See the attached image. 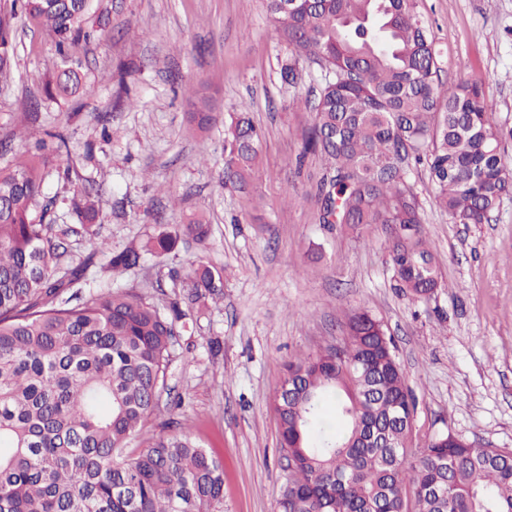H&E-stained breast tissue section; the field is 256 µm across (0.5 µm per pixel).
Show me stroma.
I'll list each match as a JSON object with an SVG mask.
<instances>
[{"mask_svg": "<svg viewBox=\"0 0 512 512\" xmlns=\"http://www.w3.org/2000/svg\"><path fill=\"white\" fill-rule=\"evenodd\" d=\"M435 37L442 85L482 87L495 121L512 129V0H423ZM103 25L77 46L72 62L92 93L45 98L43 85L63 66L53 43L17 17L12 72L0 81V136L15 153L45 133L70 150L52 155L44 191L56 224H78L70 199L100 196L99 238L71 240V257H92L87 287L133 291L163 305L186 290L190 261L222 270L221 300L196 310L193 334L174 348L168 389L175 412L156 411L133 449L172 430L224 462V512H275L286 452L272 403L290 360L343 342L351 311L380 320L416 402L414 444L440 430L494 448H512V196L485 224H454L436 204L427 165L408 180L421 231L445 285L426 300L396 288L388 226L361 232L318 224L314 199L320 157L296 167L311 123L303 105L324 73L297 57V85L284 83L287 50L263 0H94ZM203 85L218 113L246 105L265 132L262 164L250 193L224 186V127L196 130L185 84ZM70 170L63 180L61 170ZM183 223L203 216L210 238L176 253L144 256L138 267L107 272L112 252L158 233L155 214ZM179 269L170 281V268ZM163 292H156L154 282Z\"/></svg>", "mask_w": 512, "mask_h": 512, "instance_id": "35a3bbf8", "label": "stroma"}]
</instances>
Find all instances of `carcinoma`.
Masks as SVG:
<instances>
[{"mask_svg": "<svg viewBox=\"0 0 512 512\" xmlns=\"http://www.w3.org/2000/svg\"><path fill=\"white\" fill-rule=\"evenodd\" d=\"M93 0H11L0 8V78L14 57L22 14L64 59L92 32ZM292 51L327 70L303 137L325 171L314 197L318 223L392 228L396 287L427 299L441 272L423 239L408 182L426 161L435 200L454 224H483L512 195L506 132L475 83L444 90L419 0H265ZM88 91L66 68L49 99ZM197 129L216 122L210 100L187 88ZM28 159L0 167V512H224V466L186 434L160 433L126 448L168 391L171 349L194 330L191 311L223 294L222 272L203 263L192 286L165 308L133 292H84L93 255L69 261L72 235L89 231L97 204L73 199L80 227L51 219L43 196L60 134ZM262 134L244 109L224 114V184L248 190ZM154 222L158 234L112 254L114 274L143 254L167 255L211 225ZM274 400L287 474L277 512H512V449L478 446L439 432L412 447L415 399L382 323L347 317L342 348L288 364Z\"/></svg>", "mask_w": 512, "mask_h": 512, "instance_id": "obj_1", "label": "carcinoma"}]
</instances>
